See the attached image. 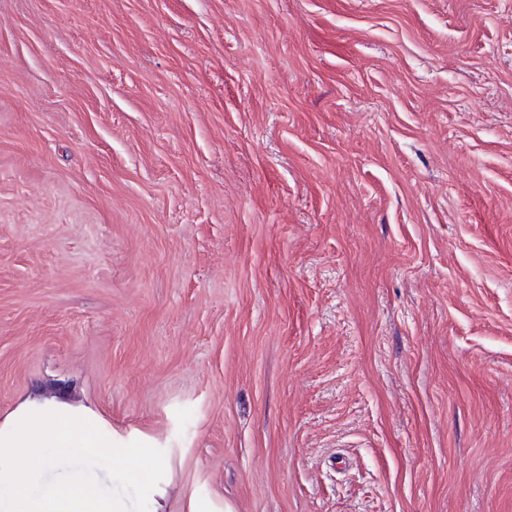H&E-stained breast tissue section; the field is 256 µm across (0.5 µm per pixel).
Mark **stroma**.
I'll return each instance as SVG.
<instances>
[{"mask_svg": "<svg viewBox=\"0 0 512 512\" xmlns=\"http://www.w3.org/2000/svg\"><path fill=\"white\" fill-rule=\"evenodd\" d=\"M148 512H512V0H0V432Z\"/></svg>", "mask_w": 512, "mask_h": 512, "instance_id": "stroma-1", "label": "stroma"}]
</instances>
